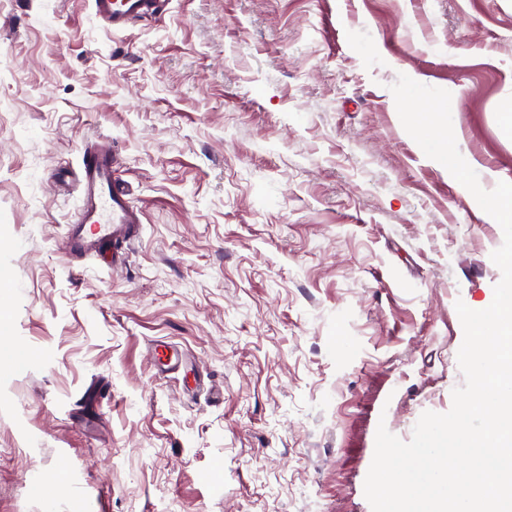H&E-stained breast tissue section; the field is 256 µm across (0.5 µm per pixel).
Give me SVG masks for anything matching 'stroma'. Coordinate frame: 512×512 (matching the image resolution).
<instances>
[{"label": "stroma", "instance_id": "1", "mask_svg": "<svg viewBox=\"0 0 512 512\" xmlns=\"http://www.w3.org/2000/svg\"><path fill=\"white\" fill-rule=\"evenodd\" d=\"M413 77L512 197V0H168L118 33L0 0V326L29 351L0 364V512H371L378 426L450 410L455 303L501 279ZM99 136L143 211L116 269L57 249ZM408 100L410 102L407 103V108L409 114L412 115V128L430 147L436 161L448 168L449 174L455 177L457 169L454 158L460 153L459 142L454 136L453 130L448 126L445 113H442L440 108L431 109L432 103L427 111L423 112L413 106L410 98ZM448 148L450 154H448Z\"/></svg>", "mask_w": 512, "mask_h": 512}]
</instances>
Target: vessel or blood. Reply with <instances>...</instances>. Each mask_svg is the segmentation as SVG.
I'll return each mask as SVG.
<instances>
[{
	"instance_id": "1",
	"label": "vessel or blood",
	"mask_w": 512,
	"mask_h": 512,
	"mask_svg": "<svg viewBox=\"0 0 512 512\" xmlns=\"http://www.w3.org/2000/svg\"><path fill=\"white\" fill-rule=\"evenodd\" d=\"M94 16L118 32L133 20L157 12L164 0H90ZM118 154L111 140L98 138L82 154L77 174L81 190L78 216L58 248L69 258L109 251L118 254L142 222L141 211L113 180Z\"/></svg>"
}]
</instances>
